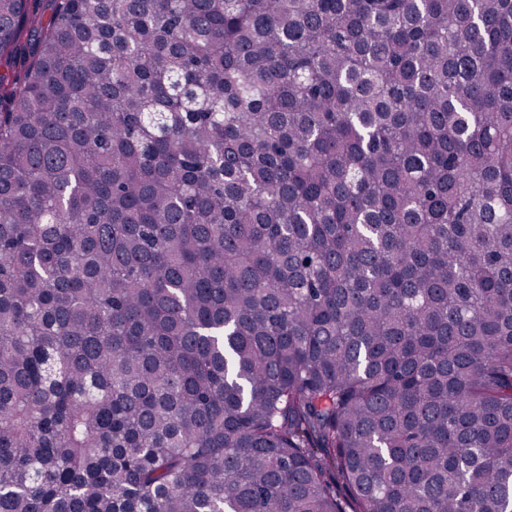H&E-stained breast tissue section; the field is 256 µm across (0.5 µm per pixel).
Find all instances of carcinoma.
Here are the masks:
<instances>
[{
  "instance_id": "1",
  "label": "carcinoma",
  "mask_w": 512,
  "mask_h": 512,
  "mask_svg": "<svg viewBox=\"0 0 512 512\" xmlns=\"http://www.w3.org/2000/svg\"><path fill=\"white\" fill-rule=\"evenodd\" d=\"M0 512H512V0H0Z\"/></svg>"
}]
</instances>
